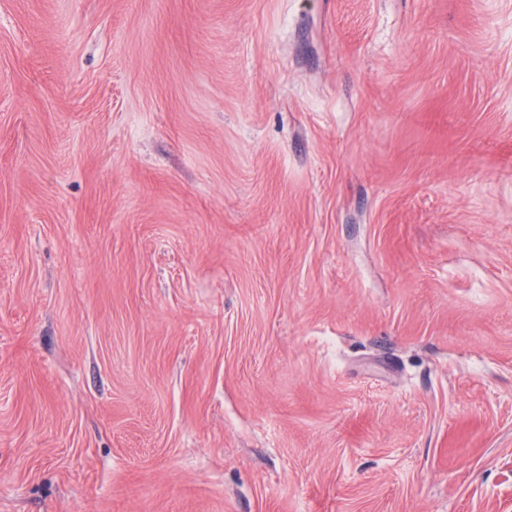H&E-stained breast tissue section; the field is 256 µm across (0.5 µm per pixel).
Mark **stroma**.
Instances as JSON below:
<instances>
[{
    "mask_svg": "<svg viewBox=\"0 0 512 512\" xmlns=\"http://www.w3.org/2000/svg\"><path fill=\"white\" fill-rule=\"evenodd\" d=\"M0 512H512V0H0Z\"/></svg>",
    "mask_w": 512,
    "mask_h": 512,
    "instance_id": "1",
    "label": "stroma"
}]
</instances>
